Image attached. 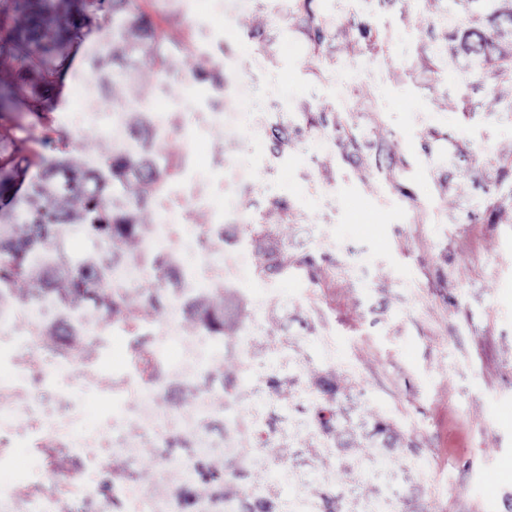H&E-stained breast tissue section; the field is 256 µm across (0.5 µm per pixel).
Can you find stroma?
I'll use <instances>...</instances> for the list:
<instances>
[{
  "mask_svg": "<svg viewBox=\"0 0 512 512\" xmlns=\"http://www.w3.org/2000/svg\"><path fill=\"white\" fill-rule=\"evenodd\" d=\"M134 7L155 35L126 75L104 53L120 24L112 0H92L95 22L70 48L56 107L40 120L2 115L0 129L29 127L28 180L64 142L76 169H108L111 116L89 118L91 78L124 112L128 135L169 161L123 251L137 256L159 224L220 225L235 270L220 285L212 266L198 274L201 299L224 311V360L168 393L186 405L208 385L224 392L194 430L144 438L133 455L121 446L135 424L105 422L114 375L137 364L154 383L163 369L150 354L181 358L178 341L149 333L173 309L177 265L170 283L127 288L111 325L78 329L79 301L61 305L48 323L53 339L39 346L21 331L0 334V404L27 411L20 424L0 425L10 460L0 486L13 490L18 512L33 499L46 512H91L58 482L61 471L85 473L90 457L106 512H132L106 487L111 473L171 495L199 432L217 448L211 466L229 477L200 487L202 497L256 488L288 498L320 452L304 428L317 404L339 419L333 464L311 478L309 496L331 489L338 512H512L503 477L512 461V81L472 71L463 50L495 25L498 49L512 50V20L470 21L460 0ZM188 174L204 181L196 206L169 196ZM357 206L366 225L352 219ZM156 290L158 308L147 302ZM70 362L87 368L85 388L50 375ZM246 404L262 408L270 429L286 416L301 428L243 465L234 423ZM49 406L79 415L93 448L44 435ZM379 421L389 429L376 436ZM163 453L174 466L164 480L155 465ZM268 457L294 465V480L272 476Z\"/></svg>",
  "mask_w": 512,
  "mask_h": 512,
  "instance_id": "1",
  "label": "stroma"
}]
</instances>
